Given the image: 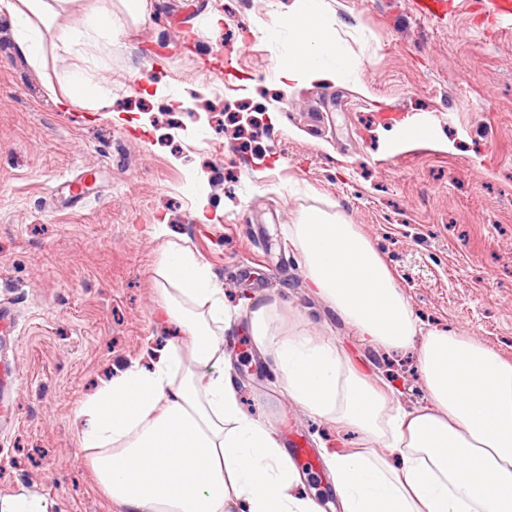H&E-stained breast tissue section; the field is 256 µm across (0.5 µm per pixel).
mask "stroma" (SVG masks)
<instances>
[{"label": "stroma", "instance_id": "1", "mask_svg": "<svg viewBox=\"0 0 512 512\" xmlns=\"http://www.w3.org/2000/svg\"><path fill=\"white\" fill-rule=\"evenodd\" d=\"M281 0H69L41 60L20 49L0 5V302L19 313L0 359L19 388L0 406V497L27 489L56 512H116L71 426L100 379L168 342L155 269L173 239L207 263L231 309L224 352L247 408L277 435L302 434L305 471L338 512L322 458L353 443L284 393L250 335L252 300L337 347L360 375L427 406L416 350L359 342L305 278L288 239L318 207L357 225L390 266L424 328H452L512 361V15L446 0L441 20L411 0H335L360 57L357 84L304 83L283 97L267 28ZM106 8L119 36L67 52L63 31ZM79 71L81 97L64 77ZM206 177L220 223H198L187 168ZM83 186L74 207L57 183Z\"/></svg>", "mask_w": 512, "mask_h": 512}]
</instances>
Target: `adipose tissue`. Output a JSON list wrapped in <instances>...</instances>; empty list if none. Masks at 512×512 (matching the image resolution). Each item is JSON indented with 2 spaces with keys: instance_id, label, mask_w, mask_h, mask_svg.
I'll return each instance as SVG.
<instances>
[{
  "instance_id": "1",
  "label": "adipose tissue",
  "mask_w": 512,
  "mask_h": 512,
  "mask_svg": "<svg viewBox=\"0 0 512 512\" xmlns=\"http://www.w3.org/2000/svg\"><path fill=\"white\" fill-rule=\"evenodd\" d=\"M65 0H10L27 13L20 48L39 61L41 24ZM273 40L283 94L340 83L358 66L342 49L329 0H285ZM166 240L156 275L164 316L191 339L153 349L101 382L73 425L118 512H321L276 434L242 407L224 366V290L209 266ZM288 235L311 288L364 342L417 348L430 399L412 410L355 373L335 346L282 332L278 302L256 300L251 334L285 391L312 414L355 428L373 451L327 465L342 512H512V363L452 330L423 329L393 272L356 225L310 207Z\"/></svg>"
}]
</instances>
